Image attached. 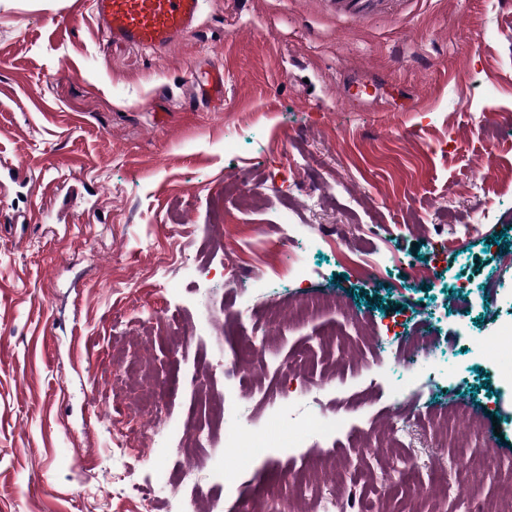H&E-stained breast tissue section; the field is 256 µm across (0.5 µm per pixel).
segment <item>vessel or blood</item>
<instances>
[{
  "mask_svg": "<svg viewBox=\"0 0 512 512\" xmlns=\"http://www.w3.org/2000/svg\"><path fill=\"white\" fill-rule=\"evenodd\" d=\"M98 25L115 42L160 49L190 32L204 0H90Z\"/></svg>",
  "mask_w": 512,
  "mask_h": 512,
  "instance_id": "obj_1",
  "label": "vessel or blood"
}]
</instances>
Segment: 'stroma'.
<instances>
[{
    "instance_id": "1",
    "label": "stroma",
    "mask_w": 512,
    "mask_h": 512,
    "mask_svg": "<svg viewBox=\"0 0 512 512\" xmlns=\"http://www.w3.org/2000/svg\"><path fill=\"white\" fill-rule=\"evenodd\" d=\"M367 80L368 100L345 94ZM0 159L35 182L0 181V512H321L320 488L402 512L413 483L421 512H485L512 482V354L475 346L512 322L501 0H206L160 50L106 42L89 0H0ZM283 246L304 279L270 260ZM358 319L435 343L373 368ZM233 356L252 382L225 379ZM142 362L166 391L123 447L136 417L112 391ZM204 389L224 431L190 460ZM457 410L499 463L460 500L440 488L466 451L431 432ZM295 412L362 433L292 436ZM255 424L261 458L238 443Z\"/></svg>"
}]
</instances>
